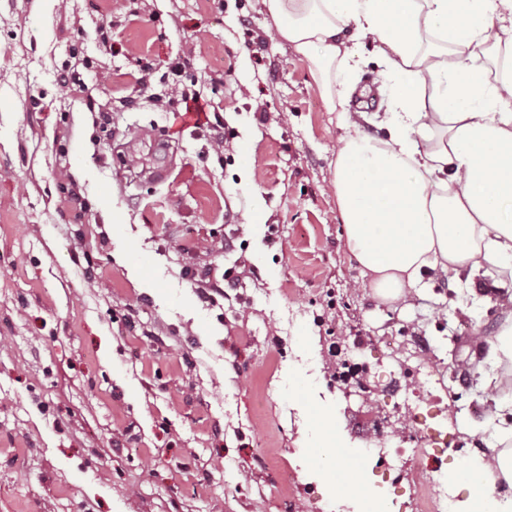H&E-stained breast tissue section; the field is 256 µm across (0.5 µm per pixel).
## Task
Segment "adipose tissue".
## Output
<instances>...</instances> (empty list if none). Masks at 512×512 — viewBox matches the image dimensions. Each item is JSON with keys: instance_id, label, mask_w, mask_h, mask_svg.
Wrapping results in <instances>:
<instances>
[{"instance_id": "1", "label": "adipose tissue", "mask_w": 512, "mask_h": 512, "mask_svg": "<svg viewBox=\"0 0 512 512\" xmlns=\"http://www.w3.org/2000/svg\"><path fill=\"white\" fill-rule=\"evenodd\" d=\"M278 37L306 57L328 109L347 131L332 185L346 247L375 295L407 301L430 274L512 273V0H262ZM500 22L488 35V18ZM372 38L386 64L385 140L358 132L351 90L336 88L360 61L342 38ZM419 128L421 140L410 136ZM333 426L311 466L364 492L358 470L335 466ZM471 497L459 512H512V448L457 472Z\"/></svg>"}]
</instances>
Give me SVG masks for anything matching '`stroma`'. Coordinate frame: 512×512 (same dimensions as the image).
Listing matches in <instances>:
<instances>
[{"instance_id": "obj_1", "label": "stroma", "mask_w": 512, "mask_h": 512, "mask_svg": "<svg viewBox=\"0 0 512 512\" xmlns=\"http://www.w3.org/2000/svg\"><path fill=\"white\" fill-rule=\"evenodd\" d=\"M348 46L360 131L387 138L380 51ZM196 92L209 122L183 124ZM344 134L260 0H0V512H363L308 467L313 406L348 467L366 411L433 395L458 429L446 475L496 445L512 365L473 338L512 318V278L376 298L330 188ZM188 267L239 280L205 303ZM352 336L385 387L364 407L327 385Z\"/></svg>"}]
</instances>
